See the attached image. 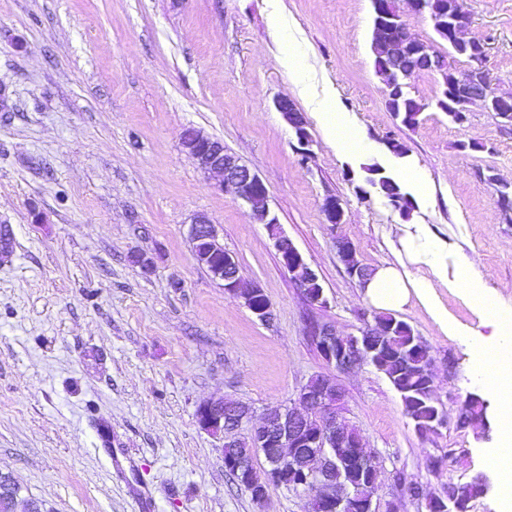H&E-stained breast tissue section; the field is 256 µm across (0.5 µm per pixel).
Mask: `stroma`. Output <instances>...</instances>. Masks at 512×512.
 <instances>
[{
  "label": "stroma",
  "instance_id": "stroma-1",
  "mask_svg": "<svg viewBox=\"0 0 512 512\" xmlns=\"http://www.w3.org/2000/svg\"><path fill=\"white\" fill-rule=\"evenodd\" d=\"M0 0V470L47 512H309L311 491L269 486L252 500L224 469L221 440L200 428L202 403L233 400L262 414L292 404L329 373L308 327L358 334L377 308L341 263L335 238L363 265L397 264L401 241L421 234L443 253L429 276L459 335L446 334L410 299L407 322L436 357L435 395L448 417L418 435L385 375L362 364L338 374L340 417L376 457L379 512H427L404 482L438 495L486 473L493 484L470 512H501L500 395L472 373L471 338L483 315L448 287L458 268L512 307V222L495 180L512 182V127L481 106L449 121L435 106L440 82L424 73L411 96L418 126L385 105L371 53V0ZM468 38L486 50L498 90L512 92V0H466ZM314 68L370 147L428 186L410 215L369 188L366 162L331 145L308 111L284 56ZM304 111L312 153L302 156L277 99ZM220 139L256 172L282 231L315 270L323 306L310 305L283 268L266 227L216 187L180 144L186 128ZM403 142L402 161L385 141ZM341 199L330 227L321 205ZM216 225L245 283L273 309L260 321L192 258L189 226ZM487 405L488 433L457 424L470 394Z\"/></svg>",
  "mask_w": 512,
  "mask_h": 512
}]
</instances>
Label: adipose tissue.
Here are the masks:
<instances>
[{
  "label": "adipose tissue",
  "instance_id": "adipose-tissue-1",
  "mask_svg": "<svg viewBox=\"0 0 512 512\" xmlns=\"http://www.w3.org/2000/svg\"><path fill=\"white\" fill-rule=\"evenodd\" d=\"M322 127L329 141L337 147L361 150L365 142L348 116L338 112L332 100L314 102ZM473 305L484 315L492 326L490 338H478L473 342V368L485 385L502 390L512 386V379L501 374L502 359L512 352V311L505 309L494 297L485 294L467 273H460L453 282ZM367 297L377 306L386 310H399L409 298H417L431 315L443 326L449 335H457L459 329L448 317L447 310L439 302L430 281L423 276L386 265L378 268L365 287Z\"/></svg>",
  "mask_w": 512,
  "mask_h": 512
}]
</instances>
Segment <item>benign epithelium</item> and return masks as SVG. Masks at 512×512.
<instances>
[{
	"label": "benign epithelium",
	"mask_w": 512,
	"mask_h": 512,
	"mask_svg": "<svg viewBox=\"0 0 512 512\" xmlns=\"http://www.w3.org/2000/svg\"><path fill=\"white\" fill-rule=\"evenodd\" d=\"M372 4L374 34H379L383 23L392 31L385 43L386 60L382 71L387 85L392 87L412 78L411 59L417 40L411 36L399 10L391 6L389 0H372ZM468 23L469 14L461 6L436 26L440 38L448 42V47L469 62V68L454 84L452 99L456 111L464 118L468 107L479 103L485 111L506 119L512 115V96L499 93L494 79L483 68L484 45L464 38ZM275 107L293 129L300 151L305 155L310 153L311 140L303 113L286 99L277 100ZM181 144L198 169L221 177L218 184L220 191L231 193L244 201L250 207L252 221L267 227L283 267L301 288L309 304H325L318 275L281 230L277 217L269 209L268 191L261 178L226 152L222 141L196 129L183 131ZM322 210L331 228L343 223L344 209L338 197L327 196L323 200ZM189 239L193 259L206 268L214 279L223 282L225 290L241 298L259 320L269 322L273 319L269 300L262 298L264 291L244 283L237 259L225 251L224 245L219 242L216 225L204 216L196 217L189 228ZM336 252L350 275L358 280L360 286H365L373 270L358 262L353 242L346 237H336ZM391 334L392 329H384L368 321L360 335L351 338L337 334L332 326L324 323H316L309 330L323 360L339 372H348L362 361L380 367V357ZM342 400L336 378L332 375L322 376L319 385L308 384L302 388L297 406L267 407L259 423L249 430L250 447L263 454L269 465L266 470L267 483H286L293 487L301 485L313 491L311 512H336L341 506L350 512H376L371 485H366L363 491L336 481V469L342 465L344 456L342 436L345 424L340 418ZM427 402L433 409L432 416L418 420L414 425L415 432L423 437L440 434L447 424L432 386L429 387ZM250 414L251 409L247 405L228 400L206 402L196 411L201 429L221 439L225 448L240 446L242 439L239 431ZM226 465L235 474L247 476L254 468L253 455L236 456ZM467 486L470 497L476 498L487 494L492 482L487 474L479 473L467 482ZM7 487L19 490L10 476L0 472V512H17L21 498L16 495L5 497ZM429 502L435 512H466L469 500H461L458 494L448 489L439 496L429 498Z\"/></svg>",
	"instance_id": "1"
}]
</instances>
